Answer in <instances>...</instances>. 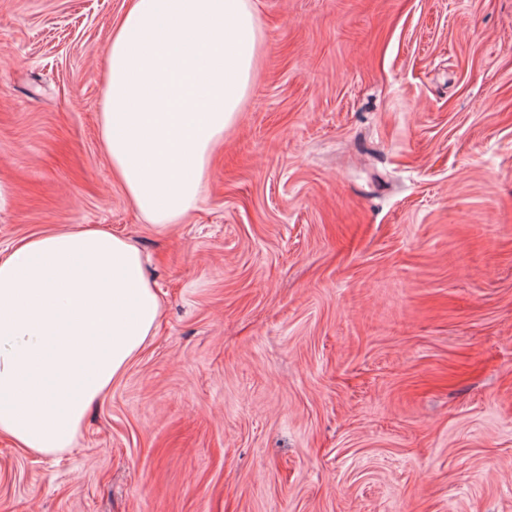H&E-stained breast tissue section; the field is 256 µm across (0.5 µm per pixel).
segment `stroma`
I'll use <instances>...</instances> for the list:
<instances>
[{"instance_id": "obj_1", "label": "stroma", "mask_w": 512, "mask_h": 512, "mask_svg": "<svg viewBox=\"0 0 512 512\" xmlns=\"http://www.w3.org/2000/svg\"><path fill=\"white\" fill-rule=\"evenodd\" d=\"M128 0H0V250L106 227L155 334L0 512H512V0H252L257 76L184 223L100 139Z\"/></svg>"}]
</instances>
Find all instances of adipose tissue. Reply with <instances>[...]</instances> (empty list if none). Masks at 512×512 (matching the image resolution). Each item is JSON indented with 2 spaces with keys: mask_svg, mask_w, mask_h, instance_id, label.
Masks as SVG:
<instances>
[{
  "mask_svg": "<svg viewBox=\"0 0 512 512\" xmlns=\"http://www.w3.org/2000/svg\"><path fill=\"white\" fill-rule=\"evenodd\" d=\"M260 41L251 0H129L112 29L100 134L148 223H181L197 205ZM160 312L140 253L110 229L15 241L0 256V434L40 455L73 447Z\"/></svg>",
  "mask_w": 512,
  "mask_h": 512,
  "instance_id": "obj_1",
  "label": "adipose tissue"
}]
</instances>
